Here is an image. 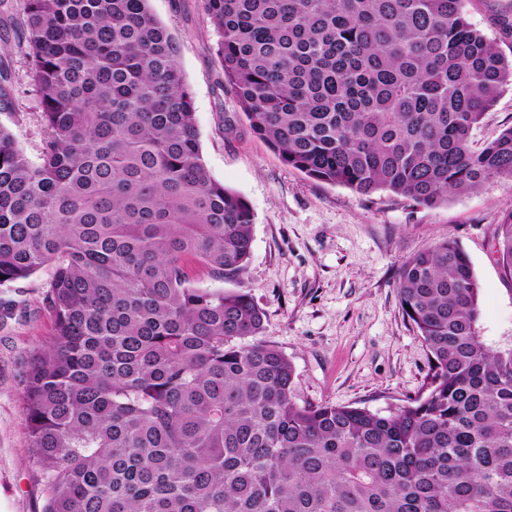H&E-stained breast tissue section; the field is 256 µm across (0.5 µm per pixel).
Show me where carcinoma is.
Listing matches in <instances>:
<instances>
[{
	"instance_id": "carcinoma-1",
	"label": "carcinoma",
	"mask_w": 512,
	"mask_h": 512,
	"mask_svg": "<svg viewBox=\"0 0 512 512\" xmlns=\"http://www.w3.org/2000/svg\"><path fill=\"white\" fill-rule=\"evenodd\" d=\"M249 127L289 167L426 207L512 181V126L473 131L512 59L465 0H206ZM45 139L0 127V286L55 265L52 339L23 379L45 512H512V346L479 336L451 238L408 258L426 396L388 415L293 399L244 291L248 200L201 156L178 45L149 0H24ZM512 278V213L498 225Z\"/></svg>"
}]
</instances>
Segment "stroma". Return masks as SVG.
<instances>
[{"instance_id": "35a3bbf8", "label": "stroma", "mask_w": 512, "mask_h": 512, "mask_svg": "<svg viewBox=\"0 0 512 512\" xmlns=\"http://www.w3.org/2000/svg\"><path fill=\"white\" fill-rule=\"evenodd\" d=\"M178 42L177 61L194 102L204 164L254 213L251 257L242 275L213 280L201 266L187 272L204 288L249 293L264 311L263 339L294 367L298 404L352 406L382 415L424 396L429 355L398 298L403 262L445 238L469 255L480 286L479 334L492 348L512 344V279L495 253L496 230L512 212V182L428 208L386 193L364 196L285 165L236 115L215 62L218 34L205 0H150ZM470 22L512 57V0H466ZM23 0H0V127L31 160L44 128L30 82L27 49L15 31ZM233 131H226V122ZM46 265L0 287V512H44L46 479L27 433L23 375L32 350L52 329Z\"/></svg>"}]
</instances>
